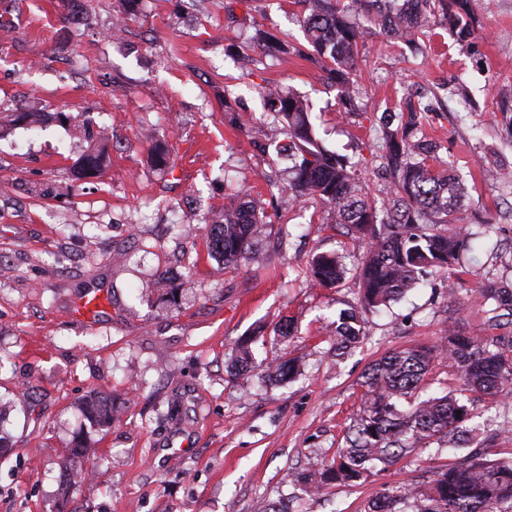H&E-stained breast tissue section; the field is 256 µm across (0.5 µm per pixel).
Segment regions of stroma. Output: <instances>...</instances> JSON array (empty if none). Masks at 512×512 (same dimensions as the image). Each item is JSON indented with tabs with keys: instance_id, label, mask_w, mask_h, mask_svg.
Wrapping results in <instances>:
<instances>
[{
	"instance_id": "1",
	"label": "stroma",
	"mask_w": 512,
	"mask_h": 512,
	"mask_svg": "<svg viewBox=\"0 0 512 512\" xmlns=\"http://www.w3.org/2000/svg\"><path fill=\"white\" fill-rule=\"evenodd\" d=\"M473 35L458 42L434 7L417 45L378 33L360 44L362 111L340 112L308 45L301 0H141L122 41L109 37L118 0H0V102L66 112L108 136L110 166L72 180L85 149L49 121L0 139V512H255L292 498L295 512H365L384 486L429 482L452 450L418 448L354 485L316 499L290 469L330 460L359 404L369 365L391 349L441 344L448 332L492 335L472 297L480 282H512V0H469ZM289 48L265 57L256 30ZM304 95L327 149L360 163L386 198V111L423 105L418 135L465 180L460 225L476 232L460 276L430 274L399 302L366 314V342L343 361L327 326L356 304L364 251L312 199L291 201L272 180L276 152L247 129L268 124L262 92ZM467 86L462 100L458 86ZM166 137L173 174L147 162L144 129ZM246 189L268 223L255 241L263 265L222 268L208 255L205 219ZM287 241H280L281 229ZM338 252L347 268L318 286L309 260ZM109 301L88 322L82 295ZM294 336H279L281 319ZM255 336L254 368L230 379L237 341ZM301 373L263 381L267 363ZM97 396L112 424L82 405ZM473 424L512 453V394L478 402Z\"/></svg>"
}]
</instances>
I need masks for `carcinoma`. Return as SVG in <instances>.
<instances>
[{
	"instance_id": "obj_1",
	"label": "carcinoma",
	"mask_w": 512,
	"mask_h": 512,
	"mask_svg": "<svg viewBox=\"0 0 512 512\" xmlns=\"http://www.w3.org/2000/svg\"><path fill=\"white\" fill-rule=\"evenodd\" d=\"M457 10L443 18L459 40L471 35L468 0H452ZM302 23L314 55L324 62L328 79L340 90L342 112L358 108L350 85L356 68L359 41L365 29L359 17L393 39H411L429 28V0H351L346 9L330 0H305ZM265 109L275 122L269 130L288 137V180L281 191L291 200L314 198L329 207L331 223L344 234L367 244L359 270L360 302L340 312L332 323L331 351L338 358L366 340L365 315L381 311L402 297L429 270L452 271L461 266L462 254L472 249L465 227H448L463 206L465 187L458 175L443 167L437 146L415 138L412 116L400 113V126L385 130L386 168L392 179L388 200H378L364 183L356 166L343 155L328 150L318 138L310 105L292 90L273 88L263 95ZM59 117L83 131L89 147L77 162L73 177L95 176L108 156L105 136H94L90 123L65 112ZM34 112H15L0 105V136L17 125L30 126ZM152 161L160 170L173 172L175 162L161 140L151 147ZM263 210L247 192L224 208L206 225V247L230 268L257 262L253 249ZM343 257L318 253L311 258V276L321 286L334 287L345 274ZM487 322L512 325V288L495 280L483 282L475 294ZM441 351L456 367L462 386L441 397L420 399L419 393L433 361V350L411 346L392 350L374 361L361 383V405L344 435L345 447L331 463L313 474L294 471L289 478L312 496L333 485H353L367 478L376 464H389L413 449L437 445L465 452L458 461L435 472L427 487L383 489L367 512H512V455L487 448H470L472 431L462 427L471 405L512 392V338L455 336ZM300 371L294 359L282 358L268 366L265 378L280 382ZM93 424L112 423L103 403L85 409Z\"/></svg>"
}]
</instances>
